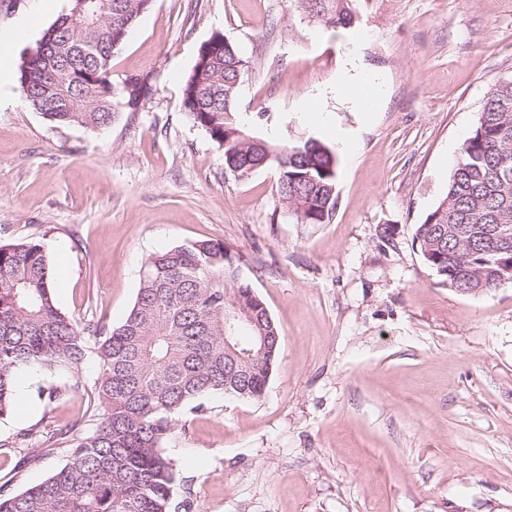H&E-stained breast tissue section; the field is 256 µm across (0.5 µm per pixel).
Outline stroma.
Instances as JSON below:
<instances>
[{
	"instance_id": "1",
	"label": "stroma",
	"mask_w": 512,
	"mask_h": 512,
	"mask_svg": "<svg viewBox=\"0 0 512 512\" xmlns=\"http://www.w3.org/2000/svg\"><path fill=\"white\" fill-rule=\"evenodd\" d=\"M332 31L295 0H153L112 78L154 91L97 131L33 110L18 74L0 88V243L44 244L59 308L118 325L148 258L198 240L240 254L279 327L257 400L207 396L165 445L191 512H512V285L449 288L422 261L417 224L446 193L487 94L512 76V0H354ZM69 0H0V32L32 17L21 64ZM221 33L246 60L241 123L339 158L336 210L299 224L268 167L246 178L182 108V79ZM370 75V111L337 82ZM95 359L23 371L24 407L0 420V488L69 460L67 430L99 413ZM65 395L49 401V389ZM64 432L22 462L20 431Z\"/></svg>"
}]
</instances>
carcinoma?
Returning a JSON list of instances; mask_svg holds the SVG:
<instances>
[{
	"mask_svg": "<svg viewBox=\"0 0 512 512\" xmlns=\"http://www.w3.org/2000/svg\"><path fill=\"white\" fill-rule=\"evenodd\" d=\"M327 29L354 25L353 0H297ZM152 0H70L20 69L32 108L60 125L95 131L153 92L150 75L112 80V57ZM49 58L55 79L44 75ZM246 62L224 36L201 44L185 76L182 104L193 124L224 149L237 178L274 167L278 193L300 224H327L336 210L338 160L316 139L279 144L248 133L235 102ZM423 262L448 287L476 296L512 284V78L495 83L458 148L445 197L418 225ZM250 320L224 332V316ZM240 357L224 368V335ZM269 338L259 353L258 337ZM281 344L279 328L220 241H196L152 255L136 300L117 327L79 323L62 312L44 246L0 245V419L10 414L22 369L78 371L93 355L91 393L103 413L42 482L0 494V512H172L177 470L163 445L185 410L212 393L258 400Z\"/></svg>",
	"mask_w": 512,
	"mask_h": 512,
	"instance_id": "carcinoma-1",
	"label": "carcinoma"
}]
</instances>
